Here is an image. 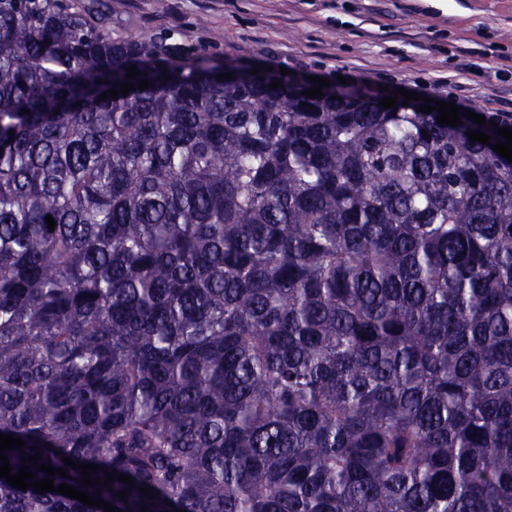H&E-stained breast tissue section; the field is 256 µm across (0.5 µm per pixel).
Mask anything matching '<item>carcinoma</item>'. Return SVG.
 <instances>
[{
	"instance_id": "1",
	"label": "carcinoma",
	"mask_w": 512,
	"mask_h": 512,
	"mask_svg": "<svg viewBox=\"0 0 512 512\" xmlns=\"http://www.w3.org/2000/svg\"><path fill=\"white\" fill-rule=\"evenodd\" d=\"M107 25L0 0L13 472L37 446L120 512H512V162L468 133L500 136ZM0 512L104 510L0 478Z\"/></svg>"
}]
</instances>
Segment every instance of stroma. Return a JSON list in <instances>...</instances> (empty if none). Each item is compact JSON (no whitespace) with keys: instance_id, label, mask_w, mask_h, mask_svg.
Returning <instances> with one entry per match:
<instances>
[{"instance_id":"1","label":"stroma","mask_w":512,"mask_h":512,"mask_svg":"<svg viewBox=\"0 0 512 512\" xmlns=\"http://www.w3.org/2000/svg\"><path fill=\"white\" fill-rule=\"evenodd\" d=\"M113 38L159 36L224 62L344 76L481 114L512 110V0H72Z\"/></svg>"}]
</instances>
